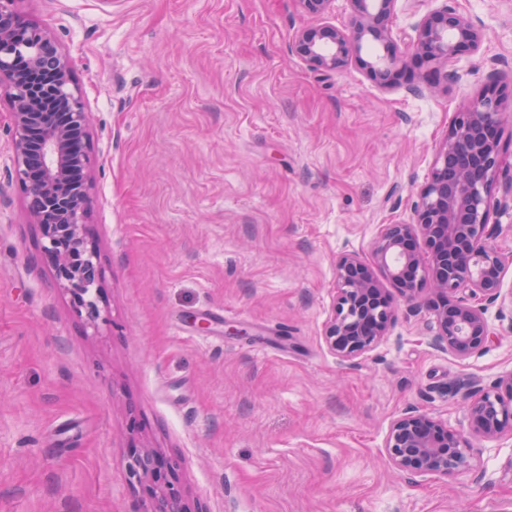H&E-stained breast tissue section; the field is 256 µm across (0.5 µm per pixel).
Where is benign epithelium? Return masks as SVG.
Returning <instances> with one entry per match:
<instances>
[{
  "label": "benign epithelium",
  "instance_id": "1",
  "mask_svg": "<svg viewBox=\"0 0 512 512\" xmlns=\"http://www.w3.org/2000/svg\"><path fill=\"white\" fill-rule=\"evenodd\" d=\"M16 2L0 0V88L13 109L12 176L29 191L28 212L43 230L59 286L77 307L87 309L89 325L96 329L99 312L86 295L100 268L87 192L72 181L73 172L91 169L90 153L74 147L90 138L89 115L74 82V61L51 31L27 26L34 49L28 52V67L14 69L21 49L15 36ZM298 2L320 16L331 13L335 0ZM345 2L349 27L302 28L292 49L325 71L341 72L354 63L382 89L425 64L459 63L477 52L485 38L480 22L445 5L421 20L402 50L392 31L398 0ZM436 85L437 71L430 69L419 73L409 90L421 93ZM505 101L503 91L489 86L455 113L431 175L416 193L412 222L383 225L373 242V262L350 251L337 257L336 291L323 341L340 361L354 362L386 340L395 308L383 276L407 301L417 300L428 287L443 300L432 307L433 343L448 354L460 360L481 354L496 335L494 320L512 306V297L502 295L504 263L488 245L498 231L490 215L501 169ZM466 387L472 435L486 442L512 436V371L487 389L476 380ZM383 448L400 472L448 477L467 465L462 434L417 410L392 420ZM160 462L156 449L142 446L130 453L127 469L152 512H188L177 482L160 473Z\"/></svg>",
  "mask_w": 512,
  "mask_h": 512
}]
</instances>
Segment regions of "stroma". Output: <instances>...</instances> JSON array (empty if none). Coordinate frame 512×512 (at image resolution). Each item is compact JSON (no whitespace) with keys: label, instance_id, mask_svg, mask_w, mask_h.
I'll use <instances>...</instances> for the list:
<instances>
[{"label":"stroma","instance_id":"stroma-1","mask_svg":"<svg viewBox=\"0 0 512 512\" xmlns=\"http://www.w3.org/2000/svg\"><path fill=\"white\" fill-rule=\"evenodd\" d=\"M446 4L487 38L459 81L414 94L293 53L323 20L299 0H17L76 61L107 322L56 282L0 92V512H148L135 445L191 512H512L511 439L447 478L383 454L408 410L468 433L466 382L512 371L511 316L467 360L432 346L428 294L396 298L356 362L322 341L337 256L408 223L454 113L491 73L512 86V0H399V45Z\"/></svg>","mask_w":512,"mask_h":512}]
</instances>
